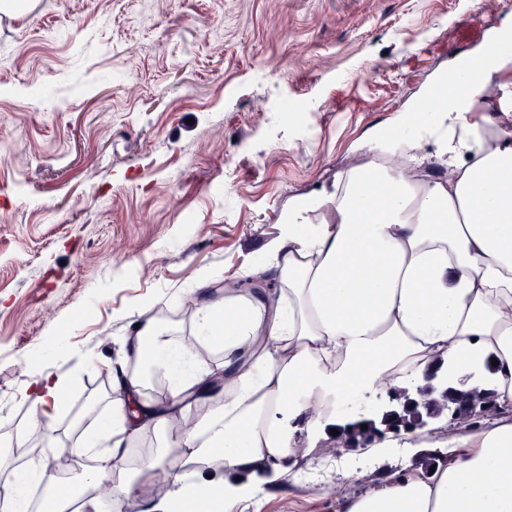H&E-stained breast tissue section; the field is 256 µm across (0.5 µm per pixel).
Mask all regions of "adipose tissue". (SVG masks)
<instances>
[{
	"instance_id": "1",
	"label": "adipose tissue",
	"mask_w": 512,
	"mask_h": 512,
	"mask_svg": "<svg viewBox=\"0 0 512 512\" xmlns=\"http://www.w3.org/2000/svg\"><path fill=\"white\" fill-rule=\"evenodd\" d=\"M512 71V53L467 59L432 87L431 124L406 115L376 132L372 149L392 155L433 140L444 166L425 177L421 157L393 165L355 161L325 196L299 198L267 245L274 289L202 293L196 340L224 355L211 370L162 335L153 319L128 325L134 368L120 367L109 420L74 448L93 459L81 483V512H107L97 495L110 481L129 496L132 470L113 466L132 437L174 433V460L151 457L140 470L168 465L173 491L152 512H246L262 482L276 480L305 428L319 447L340 425L336 408L379 394V381L418 385L425 376L476 372L496 403L512 406V110L475 122L478 94ZM320 223H312L313 213ZM493 370H485L488 359ZM169 396H145L157 371ZM63 381L31 382L20 433L48 430ZM446 465L432 475L409 468L379 488L343 496L336 512H512V421L455 429Z\"/></svg>"
}]
</instances>
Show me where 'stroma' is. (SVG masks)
<instances>
[{
    "label": "stroma",
    "mask_w": 512,
    "mask_h": 512,
    "mask_svg": "<svg viewBox=\"0 0 512 512\" xmlns=\"http://www.w3.org/2000/svg\"><path fill=\"white\" fill-rule=\"evenodd\" d=\"M21 0L0 24V488L105 420L123 336L250 276L292 200L424 100L450 63L512 33V0ZM65 386L50 432L16 440L36 371ZM298 450L256 512H336Z\"/></svg>",
    "instance_id": "stroma-1"
}]
</instances>
